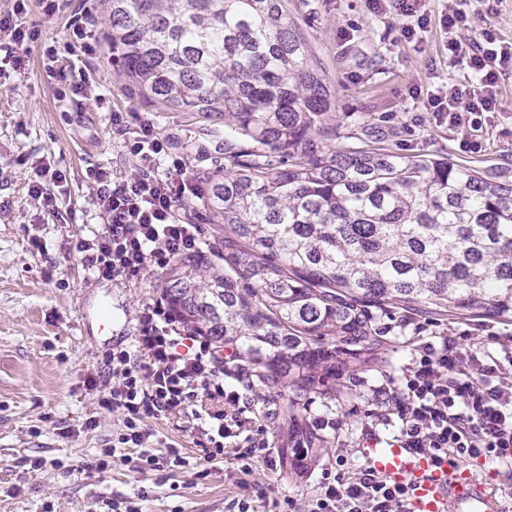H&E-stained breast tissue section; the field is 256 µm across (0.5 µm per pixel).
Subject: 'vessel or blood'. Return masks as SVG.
<instances>
[{"label":"vessel or blood","mask_w":512,"mask_h":512,"mask_svg":"<svg viewBox=\"0 0 512 512\" xmlns=\"http://www.w3.org/2000/svg\"><path fill=\"white\" fill-rule=\"evenodd\" d=\"M366 457L388 481L412 487L410 512H512V492L460 464L435 466L395 440L370 445Z\"/></svg>","instance_id":"1"}]
</instances>
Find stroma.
Here are the masks:
<instances>
[{
    "instance_id": "stroma-1",
    "label": "stroma",
    "mask_w": 512,
    "mask_h": 512,
    "mask_svg": "<svg viewBox=\"0 0 512 512\" xmlns=\"http://www.w3.org/2000/svg\"><path fill=\"white\" fill-rule=\"evenodd\" d=\"M291 10L333 85L336 142L361 124L391 134L403 154L427 153L506 179H512V73L500 79V107L485 113L473 132L475 146L463 149L459 131L425 112L427 90L438 80H468L464 63L449 61L438 23L421 41L402 35L404 18L374 17L366 0H291ZM104 0H64L56 16L42 14L31 0L27 26L39 32L20 51L25 65L0 86V512H94L101 498L151 496L145 512H238L249 500L253 512H271L274 502L304 504L315 495L325 473L337 472V455L348 466L365 462L367 436L390 438L396 420L372 416V390L385 377H400L413 350L435 335L469 330L475 341L512 338V323L495 319H441L391 309L378 320L383 345L375 359H349L337 376L335 392L300 398L306 419L335 418L323 432V458L302 478L283 467L256 461L248 481L231 462L210 465L207 478L168 468L136 471L114 459L98 468L101 451L120 426L103 410L93 381L106 370V356L131 344L139 334L143 305L161 297L163 273L143 280L91 274L71 244L99 229L103 218L86 169H111L115 179L135 163L112 125L116 111L150 120L182 158L188 176L205 183L224 165V133L194 112L164 111L128 83L108 47L93 58L49 62L45 46L62 44L72 21L94 22L106 33ZM512 38V0H485L471 15L469 37L485 33ZM84 71L90 95L68 93L56 72ZM54 153L68 177L57 210L29 196L27 183L39 159ZM238 388L246 397L245 415L261 417L266 445L280 448L274 434L291 390L268 388L241 372ZM96 428H86L88 419ZM44 459L42 469L31 460Z\"/></svg>"
}]
</instances>
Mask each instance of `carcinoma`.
<instances>
[{"mask_svg": "<svg viewBox=\"0 0 512 512\" xmlns=\"http://www.w3.org/2000/svg\"><path fill=\"white\" fill-rule=\"evenodd\" d=\"M289 2L108 0L107 38L152 102L224 124L200 198L224 264L175 259L163 298L260 383L303 393L341 374L340 355L376 351L392 307L512 322V184L380 141L322 149L332 85ZM275 433L295 474L324 448L293 403Z\"/></svg>", "mask_w": 512, "mask_h": 512, "instance_id": "cac0c4a2", "label": "carcinoma"}]
</instances>
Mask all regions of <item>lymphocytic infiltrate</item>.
I'll return each mask as SVG.
<instances>
[{
	"label": "lymphocytic infiltrate",
	"instance_id": "lymphocytic-infiltrate-1",
	"mask_svg": "<svg viewBox=\"0 0 512 512\" xmlns=\"http://www.w3.org/2000/svg\"><path fill=\"white\" fill-rule=\"evenodd\" d=\"M440 2L435 14L430 0H366L377 16L404 17V36L410 41L438 22L449 60L465 61L470 78L463 85L448 81L434 86L426 109L446 117L451 126L475 130L483 113L498 109L500 79L512 73V42L491 35L480 41L465 38L470 9L479 0ZM26 11L27 0H14L11 11L0 13V63L16 72L22 65L19 49L36 37L22 22ZM125 146L136 159L130 176L116 181L110 170H87L104 225L91 237L77 239L76 250L93 274L139 278L196 253L206 229L178 216V203L199 196L200 188L185 177L183 161L171 157L154 127L140 122ZM66 181L49 153L41 158L28 193L52 208L56 188ZM139 324L133 343L113 348L108 359L112 385L99 405L118 414L121 426L102 456L137 448V468L154 466L149 449L156 433L149 421L185 418L203 460L233 456L238 473L251 475L252 457L238 455L232 444L250 431V420L243 415L241 393L224 381L239 351L218 354L209 340L186 331L160 301L140 311ZM372 403L376 414L398 419V438L405 447L435 463L480 458L512 467V340L478 346L462 331L423 342L401 378L374 389ZM410 499L408 486L361 465L323 483L303 512H407Z\"/></svg>",
	"mask_w": 512,
	"mask_h": 512
}]
</instances>
